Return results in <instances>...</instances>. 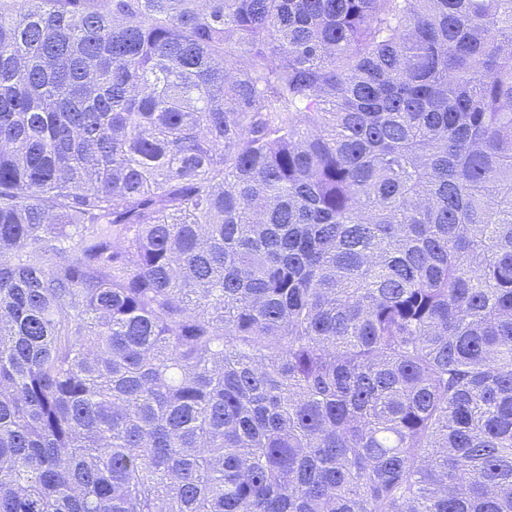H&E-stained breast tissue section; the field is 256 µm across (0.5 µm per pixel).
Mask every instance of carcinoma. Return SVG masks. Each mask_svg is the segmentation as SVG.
Returning <instances> with one entry per match:
<instances>
[{
	"instance_id": "1",
	"label": "carcinoma",
	"mask_w": 512,
	"mask_h": 512,
	"mask_svg": "<svg viewBox=\"0 0 512 512\" xmlns=\"http://www.w3.org/2000/svg\"><path fill=\"white\" fill-rule=\"evenodd\" d=\"M0 512H512V0H0Z\"/></svg>"
}]
</instances>
